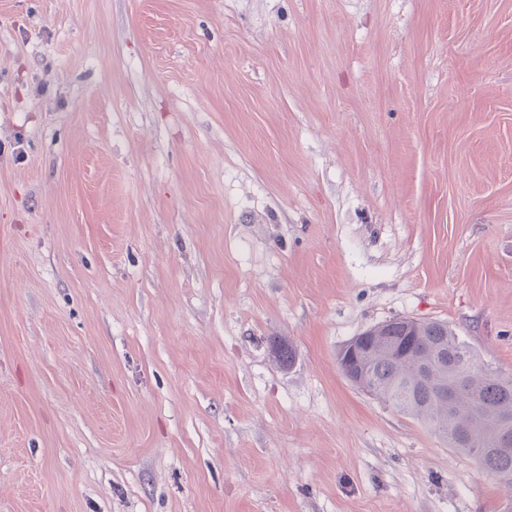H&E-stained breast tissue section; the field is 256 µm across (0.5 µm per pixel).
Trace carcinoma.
<instances>
[{"label":"carcinoma","mask_w":512,"mask_h":512,"mask_svg":"<svg viewBox=\"0 0 512 512\" xmlns=\"http://www.w3.org/2000/svg\"><path fill=\"white\" fill-rule=\"evenodd\" d=\"M408 336L400 318L369 336L360 365L373 395L395 410L423 421L448 447L473 457L512 487V378L486 367L472 347L445 323L420 325L404 354Z\"/></svg>","instance_id":"cac0c4a2"}]
</instances>
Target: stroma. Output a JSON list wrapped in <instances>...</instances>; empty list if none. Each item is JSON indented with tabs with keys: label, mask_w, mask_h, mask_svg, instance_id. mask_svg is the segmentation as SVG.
Wrapping results in <instances>:
<instances>
[{
	"label": "stroma",
	"mask_w": 512,
	"mask_h": 512,
	"mask_svg": "<svg viewBox=\"0 0 512 512\" xmlns=\"http://www.w3.org/2000/svg\"><path fill=\"white\" fill-rule=\"evenodd\" d=\"M395 317L512 377V0H0V512H512ZM419 320L394 318L354 336L338 352L339 360L355 359L373 395L395 410L423 421L448 441L449 448L473 457L487 472L512 487V378L486 367L472 347L448 324L429 321L414 332L404 354L397 350ZM455 388L448 404L436 385Z\"/></svg>",
	"instance_id": "1"
}]
</instances>
